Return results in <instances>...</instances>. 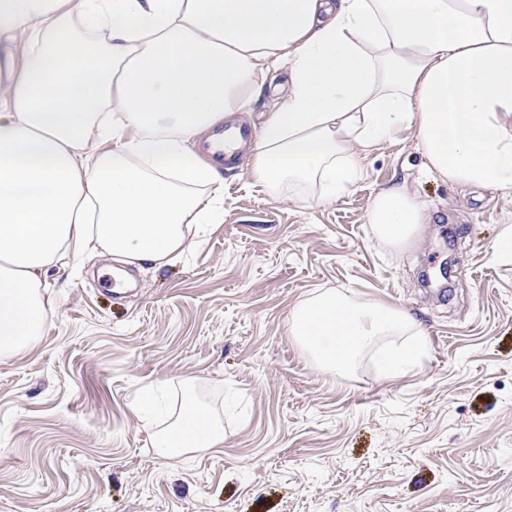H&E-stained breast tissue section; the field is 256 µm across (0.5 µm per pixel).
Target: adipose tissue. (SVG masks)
Instances as JSON below:
<instances>
[{
  "instance_id": "ef3b65f1",
  "label": "adipose tissue",
  "mask_w": 512,
  "mask_h": 512,
  "mask_svg": "<svg viewBox=\"0 0 512 512\" xmlns=\"http://www.w3.org/2000/svg\"><path fill=\"white\" fill-rule=\"evenodd\" d=\"M0 360L35 348L47 273L86 253L161 269L224 209L193 142L250 111L287 70L248 150L272 195L336 201L359 152L414 129L440 181L512 194V0H0ZM429 216L407 187L377 195L371 238L401 248ZM289 333L339 372L381 341L383 372L425 353L417 321L346 292L291 311ZM134 410L162 458L224 445L222 418L187 396L167 412L145 384Z\"/></svg>"
}]
</instances>
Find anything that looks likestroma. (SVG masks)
<instances>
[{
  "label": "stroma",
  "mask_w": 512,
  "mask_h": 512,
  "mask_svg": "<svg viewBox=\"0 0 512 512\" xmlns=\"http://www.w3.org/2000/svg\"><path fill=\"white\" fill-rule=\"evenodd\" d=\"M358 163L322 205L270 195L239 156L180 261L129 267L130 288L107 257L51 268L37 348L0 361V512H512V261L488 253L512 195L428 176L407 128ZM399 185L430 222L382 249L367 213ZM328 288L412 314L423 363L318 368L286 319ZM152 381L223 409V448L158 456L131 407Z\"/></svg>",
  "instance_id": "obj_1"
}]
</instances>
